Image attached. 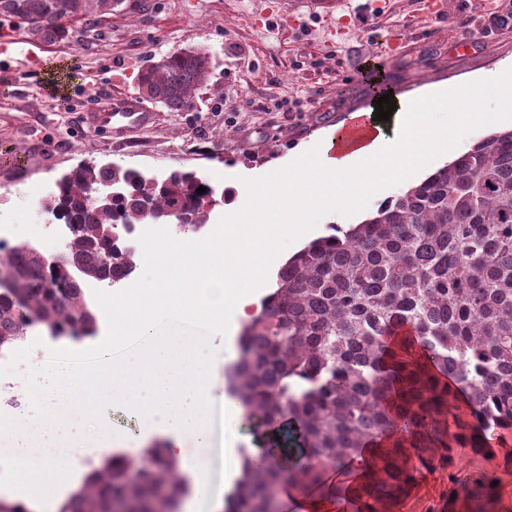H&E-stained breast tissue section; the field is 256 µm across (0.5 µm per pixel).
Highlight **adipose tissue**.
<instances>
[{"label":"adipose tissue","instance_id":"adipose-tissue-1","mask_svg":"<svg viewBox=\"0 0 512 512\" xmlns=\"http://www.w3.org/2000/svg\"><path fill=\"white\" fill-rule=\"evenodd\" d=\"M396 131L386 134L380 121L370 124V135L353 148L344 149L334 137H327L313 163L321 173L316 185H307L299 175L298 165H291L288 174V206L277 211L279 223L300 226L305 221L311 199H319L325 207L335 209L336 221L348 224L354 205L361 197L370 201L384 200L385 183L405 177L423 161L425 153L440 152L466 137L480 115L471 108L457 110L453 129L439 130L430 122L427 107L397 101ZM235 270L243 283L228 289L224 280L205 277L197 288L194 301L212 321L222 328L225 310L245 319L255 300V290L264 280L263 269L236 262Z\"/></svg>","mask_w":512,"mask_h":512}]
</instances>
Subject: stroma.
<instances>
[{
    "label": "stroma",
    "instance_id": "1",
    "mask_svg": "<svg viewBox=\"0 0 512 512\" xmlns=\"http://www.w3.org/2000/svg\"><path fill=\"white\" fill-rule=\"evenodd\" d=\"M77 43L46 44L18 63H0V215L15 218L28 240L45 223L39 199L85 162L134 168L165 178L190 171L224 191L210 221L231 213L244 179L287 165L299 149L371 108L368 65L381 66L396 94L417 96L427 85L468 92L473 78L512 75V25L498 26L490 7L512 0H447L442 17L422 0H138ZM471 43L460 52V40ZM202 46L215 69L196 109L154 107V121L121 132L94 130L85 113L111 99L138 94L137 75L170 51ZM484 119L457 153L512 129V96L479 97ZM144 416L107 405L103 426L126 433L121 455L147 442ZM486 448L439 449L393 512H512V427L485 432ZM301 442L287 425L261 426L228 417L215 403L205 451L216 492L224 490V451L280 448Z\"/></svg>",
    "mask_w": 512,
    "mask_h": 512
}]
</instances>
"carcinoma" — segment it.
I'll return each mask as SVG.
<instances>
[{
  "label": "carcinoma",
  "mask_w": 512,
  "mask_h": 512,
  "mask_svg": "<svg viewBox=\"0 0 512 512\" xmlns=\"http://www.w3.org/2000/svg\"><path fill=\"white\" fill-rule=\"evenodd\" d=\"M120 0H0V26L33 40L69 43L75 24L95 31ZM203 47L176 49L142 69L140 93L168 112H188L210 81ZM112 184V201L93 186ZM206 187L202 194L198 187ZM215 188L191 172L155 181L134 169L81 165L59 183L44 209L74 229L69 240L81 274H61L29 252L4 255L18 278L13 293L33 302L51 330L98 316L83 285L116 283L136 270L132 252L105 242L114 223L184 225L209 221ZM25 316L0 291V343ZM229 389L248 417L298 427L303 447L287 468L266 452L244 451L227 512H271L283 488L319 484L379 446L373 473L354 488L364 512H385L439 448H483L485 441L451 402L465 395L488 431L512 424V130L493 134L386 201L342 235L309 242L280 266L275 287L239 338ZM94 476L97 512H176L184 481L167 447H151L127 479L128 459Z\"/></svg>",
  "instance_id": "1"
}]
</instances>
